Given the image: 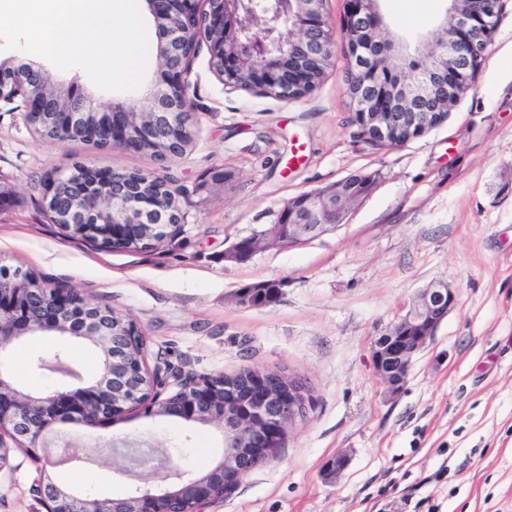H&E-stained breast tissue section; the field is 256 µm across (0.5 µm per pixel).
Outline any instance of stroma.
I'll use <instances>...</instances> for the list:
<instances>
[{"label": "stroma", "mask_w": 512, "mask_h": 512, "mask_svg": "<svg viewBox=\"0 0 512 512\" xmlns=\"http://www.w3.org/2000/svg\"><path fill=\"white\" fill-rule=\"evenodd\" d=\"M502 10L472 90L446 118L402 145L367 140L355 121L336 56L313 93L280 99L225 87L207 48L185 74L191 141L166 160L122 148L40 137L22 109L0 104V265L33 271L129 314L146 336L148 368L162 395L187 376L250 367L304 380L311 406L272 463L203 512H512V0ZM446 0H381L390 31L417 41L445 16ZM147 66L131 93L98 89L78 68L44 69L77 83L94 103L140 98L159 67L158 28L144 15ZM151 173L175 194L180 223L163 243L112 251L69 239L50 219L46 184L76 163ZM374 179L336 231L273 246L244 263L224 251L274 224L290 198L352 174ZM280 282L276 301L239 305L237 293ZM441 281L454 309L389 394L372 341L417 293ZM66 345L69 372L99 371L85 342L55 336L14 344V380L40 391L65 374L33 368ZM127 438L164 445L195 469L212 466L221 438L211 427L133 410L96 427L63 424L57 442L79 455L40 468L21 450L0 470V512H45L32 486L47 473L95 495L131 484L112 448ZM346 465L325 472L336 457Z\"/></svg>", "instance_id": "stroma-1"}]
</instances>
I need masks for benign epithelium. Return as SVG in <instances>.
I'll use <instances>...</instances> for the list:
<instances>
[{
  "instance_id": "7a95c632",
  "label": "benign epithelium",
  "mask_w": 512,
  "mask_h": 512,
  "mask_svg": "<svg viewBox=\"0 0 512 512\" xmlns=\"http://www.w3.org/2000/svg\"><path fill=\"white\" fill-rule=\"evenodd\" d=\"M162 30L159 70L154 89L137 104L114 102L105 110L88 104L77 85L65 88L58 107L59 131H73L78 118L90 117L108 147L145 152L159 143L183 145L190 136L189 110L181 57L195 55L207 41L199 33L187 42L178 16L198 19L222 35L210 43L219 56L224 86L277 93L285 98L311 93L335 59L337 41L346 48L345 80L356 104V121L374 142L399 145L424 134L444 117L443 105L473 87L477 64L493 40L500 0H470L464 10L447 9L441 35L422 36L423 60L407 69L410 45L392 34L378 10L379 0H348L340 28L324 13V0H262L271 14L268 27L249 24L254 0H144ZM49 80L41 66L0 62V101L21 98L25 117L34 121L48 111L43 87ZM71 179L93 186L115 183L120 173L89 165L52 179L48 197ZM373 180L350 175L288 200L271 228L242 237L224 250V260L244 262L273 246H292L317 238L341 223L349 206L365 197ZM74 201L91 224H67L69 237L113 249H129L130 223L142 224L139 246L155 241L161 229L176 228L158 200L129 187L112 196L84 191ZM456 295L437 281L423 289L409 310L372 343L375 369L390 392L402 389L414 355L435 335L454 308ZM53 335L83 340L98 350L101 370L43 393L20 388L7 366V349L18 341ZM160 369L149 370L145 337L135 320L94 303L69 288L33 284L22 270L0 271V470L10 464L11 448L34 461L53 463L46 438L60 423L98 426L141 408L151 416L169 417L216 428L222 437L220 458L206 471L176 468V481L136 484L120 495L93 497L79 488L60 487L46 474L33 486L46 512H202L206 505L232 495L255 469L274 461L287 430L306 413L310 397L304 382L292 375L245 368L233 376L209 375L181 381L176 392L160 398Z\"/></svg>"
}]
</instances>
